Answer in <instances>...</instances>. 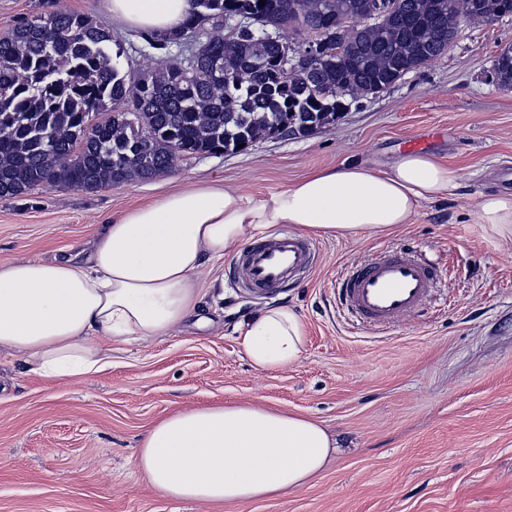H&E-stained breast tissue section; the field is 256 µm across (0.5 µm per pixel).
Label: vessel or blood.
Here are the masks:
<instances>
[{
  "instance_id": "b4317fda",
  "label": "vessel or blood",
  "mask_w": 512,
  "mask_h": 512,
  "mask_svg": "<svg viewBox=\"0 0 512 512\" xmlns=\"http://www.w3.org/2000/svg\"><path fill=\"white\" fill-rule=\"evenodd\" d=\"M317 249L312 240L288 231L255 240L233 260L234 278L241 287L276 295L311 267ZM436 286L435 266L404 249L374 253L342 269L333 283L338 308L373 330L390 329L419 312Z\"/></svg>"
}]
</instances>
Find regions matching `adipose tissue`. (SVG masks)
Listing matches in <instances>:
<instances>
[{
  "instance_id": "adipose-tissue-1",
  "label": "adipose tissue",
  "mask_w": 512,
  "mask_h": 512,
  "mask_svg": "<svg viewBox=\"0 0 512 512\" xmlns=\"http://www.w3.org/2000/svg\"><path fill=\"white\" fill-rule=\"evenodd\" d=\"M127 28L177 29L193 0H104ZM457 171L409 153L384 172L358 163L308 175L259 199L213 186L168 194L102 225L92 242L48 260L0 263V351L49 380L93 376L110 364L99 339L165 336L203 323L199 274L275 224L326 237L374 236L411 223L421 202L455 187ZM239 343L251 364L275 371L306 343L290 306L262 310ZM335 443L313 419L246 402L177 411L141 438L137 466L169 496L238 504L306 485Z\"/></svg>"
}]
</instances>
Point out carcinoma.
Instances as JSON below:
<instances>
[{
    "instance_id": "cac0c4a2",
    "label": "carcinoma",
    "mask_w": 512,
    "mask_h": 512,
    "mask_svg": "<svg viewBox=\"0 0 512 512\" xmlns=\"http://www.w3.org/2000/svg\"><path fill=\"white\" fill-rule=\"evenodd\" d=\"M379 2L389 24L337 32ZM46 6L0 40V200L148 180L179 160L313 134L441 57L460 19V0H194L178 29L142 36L166 64L132 76L106 24ZM288 31L315 34L320 59L287 72ZM494 79L512 90L511 47Z\"/></svg>"
}]
</instances>
